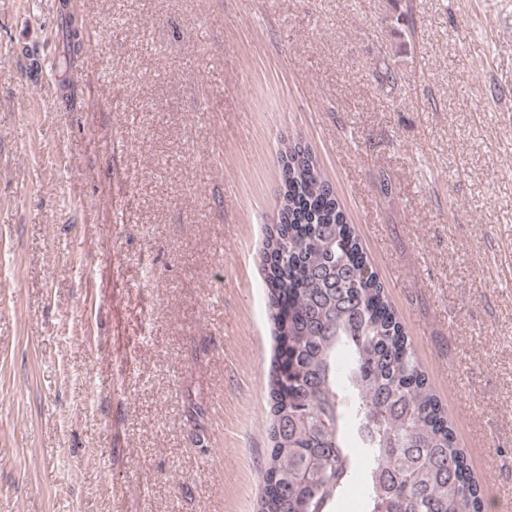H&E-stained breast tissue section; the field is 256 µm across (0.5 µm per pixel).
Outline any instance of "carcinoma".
Segmentation results:
<instances>
[{
	"mask_svg": "<svg viewBox=\"0 0 512 512\" xmlns=\"http://www.w3.org/2000/svg\"><path fill=\"white\" fill-rule=\"evenodd\" d=\"M280 221L263 250L275 366L259 512H489L448 410L312 151L282 147ZM356 428L370 466L358 473Z\"/></svg>",
	"mask_w": 512,
	"mask_h": 512,
	"instance_id": "cac0c4a2",
	"label": "carcinoma"
}]
</instances>
